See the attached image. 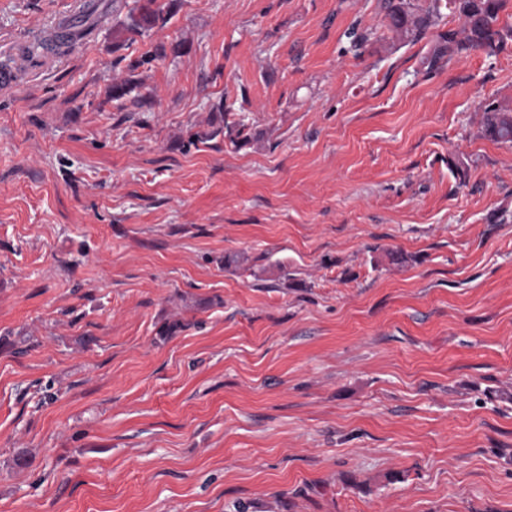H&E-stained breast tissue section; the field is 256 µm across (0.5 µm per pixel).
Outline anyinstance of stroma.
I'll return each mask as SVG.
<instances>
[{
  "mask_svg": "<svg viewBox=\"0 0 512 512\" xmlns=\"http://www.w3.org/2000/svg\"><path fill=\"white\" fill-rule=\"evenodd\" d=\"M84 2L0 0V512H512V42L93 0L36 51ZM132 2L133 7L128 11L130 22L120 23L122 29L130 35L129 41H135V36H142L145 31L167 22L168 10H165L164 5L158 4L157 0H132ZM485 136L500 142H512V108L495 103L484 106Z\"/></svg>",
  "mask_w": 512,
  "mask_h": 512,
  "instance_id": "stroma-1",
  "label": "stroma"
}]
</instances>
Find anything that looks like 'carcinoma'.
<instances>
[{"label":"carcinoma","mask_w":512,"mask_h":512,"mask_svg":"<svg viewBox=\"0 0 512 512\" xmlns=\"http://www.w3.org/2000/svg\"><path fill=\"white\" fill-rule=\"evenodd\" d=\"M128 11L129 22L121 23L129 34L128 40L141 36L158 24H165L168 11L157 0H132ZM507 0H458L455 14L462 24V30L450 28L439 35V40L426 57L429 70L439 68L447 59L460 56L473 48H481L488 56L496 55L512 40V27L499 26V13L506 7ZM447 8L445 0H429L425 8L414 0H383L388 27L396 39L417 41L423 37L432 24V18L441 15ZM485 136L500 142H512V108L495 103L484 106Z\"/></svg>","instance_id":"obj_1"}]
</instances>
